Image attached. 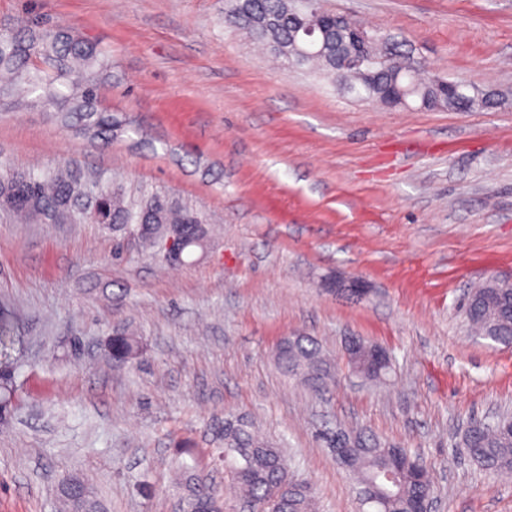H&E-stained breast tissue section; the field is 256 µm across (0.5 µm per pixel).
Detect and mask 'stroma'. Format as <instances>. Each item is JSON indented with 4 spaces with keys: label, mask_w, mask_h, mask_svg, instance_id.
Masks as SVG:
<instances>
[{
    "label": "stroma",
    "mask_w": 512,
    "mask_h": 512,
    "mask_svg": "<svg viewBox=\"0 0 512 512\" xmlns=\"http://www.w3.org/2000/svg\"><path fill=\"white\" fill-rule=\"evenodd\" d=\"M408 37L448 78L493 87L490 111L390 109L274 63L224 23V0H0L112 52L104 143L52 107L0 104V165L72 163L202 209L207 255L168 265L99 224L0 222V326L14 371L0 415V512H58L62 477L101 512H183L194 471L247 512L218 457L224 417L251 420L308 483L315 512H365L324 434L365 430L429 471L434 512H512V478L470 462L466 430L512 413V345L472 333V285L512 278V0H326ZM358 278L352 300L326 280ZM140 356L113 361L114 327ZM314 337L336 383L285 374L281 341ZM389 351L371 382L346 337Z\"/></svg>",
    "instance_id": "stroma-1"
}]
</instances>
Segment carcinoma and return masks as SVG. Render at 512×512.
<instances>
[{"label":"carcinoma","instance_id":"1","mask_svg":"<svg viewBox=\"0 0 512 512\" xmlns=\"http://www.w3.org/2000/svg\"><path fill=\"white\" fill-rule=\"evenodd\" d=\"M291 0H224V21L242 29L254 42L278 58L296 61L295 68L336 77V57L348 51V43L336 40L331 29L323 54L301 55L302 46L289 17ZM380 59L377 85L350 78L349 92L375 99L378 86L390 82L397 70L417 54L409 44L389 33L371 48ZM0 102L28 106L48 103L58 107L56 119L64 127L78 126L106 142L116 127L112 112L102 107L101 91L112 73L111 52L72 35L63 27L43 28L25 23L0 33ZM24 215L33 222L48 224H103L116 232L140 233L153 247L167 236L169 224H208L207 215L154 189L128 190L120 183L108 184L102 174L83 172L73 166H46L37 171H0V218ZM489 285L469 293L465 310L468 325L494 343L512 344V288H500L492 299L485 297ZM112 357L132 361L141 351L140 342L128 329L118 327L110 339ZM278 362L291 375H301L312 385L323 387L333 380L332 366L319 343L310 336L284 338ZM358 372L371 380L385 378L391 365L368 372V356L356 360ZM358 451L351 469L360 496L371 495L379 502L369 504L379 512H408L410 502L432 488L428 471L404 448L377 441L360 429ZM471 460L496 474L512 473V418L484 426L473 439ZM246 454L235 470L237 484L247 493L256 512H312L311 487L288 479V467L278 444L262 437L242 417L224 418V456ZM398 472L397 483L389 485L386 473ZM186 512H206L207 500L215 494L200 489L196 478L183 473Z\"/></svg>","mask_w":512,"mask_h":512}]
</instances>
